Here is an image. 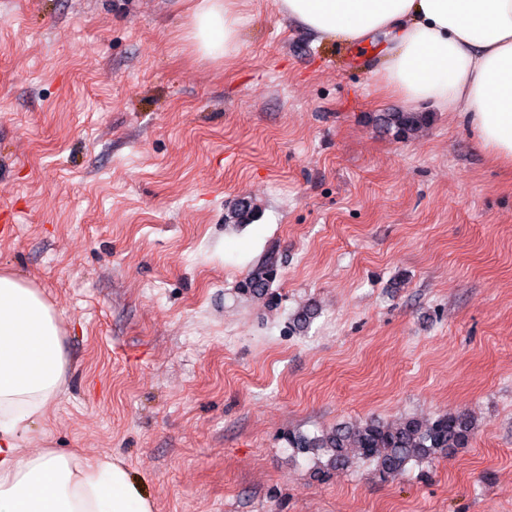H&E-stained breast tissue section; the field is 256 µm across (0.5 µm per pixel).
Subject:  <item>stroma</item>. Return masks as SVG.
<instances>
[{
	"label": "stroma",
	"mask_w": 512,
	"mask_h": 512,
	"mask_svg": "<svg viewBox=\"0 0 512 512\" xmlns=\"http://www.w3.org/2000/svg\"><path fill=\"white\" fill-rule=\"evenodd\" d=\"M185 7L0 0V266L66 359L30 452L116 458L154 512H512V170L277 0H238L231 60ZM462 412L468 448L393 480L288 446Z\"/></svg>",
	"instance_id": "stroma-1"
}]
</instances>
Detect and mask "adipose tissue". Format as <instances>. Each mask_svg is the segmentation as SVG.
I'll use <instances>...</instances> for the list:
<instances>
[{
	"label": "adipose tissue",
	"instance_id": "1",
	"mask_svg": "<svg viewBox=\"0 0 512 512\" xmlns=\"http://www.w3.org/2000/svg\"><path fill=\"white\" fill-rule=\"evenodd\" d=\"M322 43L380 45L382 92L462 113L492 161L512 167V0H278ZM187 37L214 59L241 46L237 0H192ZM58 315L36 288L0 270V512H153L121 461L78 466L26 452L63 383Z\"/></svg>",
	"mask_w": 512,
	"mask_h": 512
}]
</instances>
